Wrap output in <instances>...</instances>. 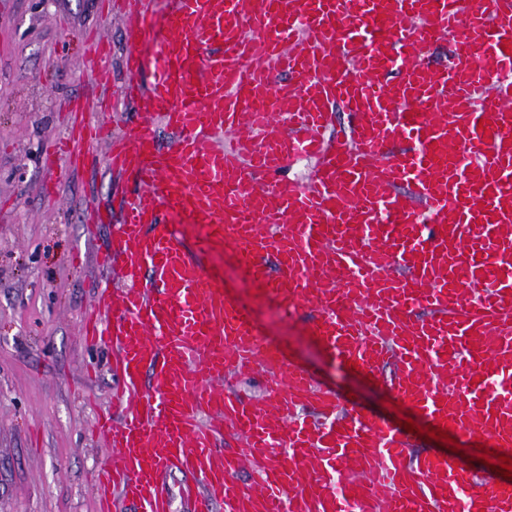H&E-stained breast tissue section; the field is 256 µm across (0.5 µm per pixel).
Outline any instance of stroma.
<instances>
[{
  "mask_svg": "<svg viewBox=\"0 0 512 512\" xmlns=\"http://www.w3.org/2000/svg\"><path fill=\"white\" fill-rule=\"evenodd\" d=\"M0 0V512H93L90 475L111 453L91 439L95 410L112 408L108 347L85 348L82 312L105 281L94 256L115 235L116 223L99 225L95 241L83 233L99 202H120L138 192L132 176L110 172L104 152L85 168L60 165L48 174L41 158L68 128L67 106L116 95L125 48L122 0ZM95 34L112 44L107 64L91 61L84 42ZM55 178L57 192L41 187ZM220 275L230 299L248 309L265 340L279 345L315 381L348 407L390 426L412 421L406 454L444 452L484 474L501 466L488 441L434 438V425L403 403L387 363L367 374L332 359L311 334V308L286 313L239 267L232 246L199 257ZM97 363V377L84 374Z\"/></svg>",
  "mask_w": 512,
  "mask_h": 512,
  "instance_id": "stroma-1",
  "label": "stroma"
}]
</instances>
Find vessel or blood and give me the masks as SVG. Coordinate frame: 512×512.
Masks as SVG:
<instances>
[{
    "mask_svg": "<svg viewBox=\"0 0 512 512\" xmlns=\"http://www.w3.org/2000/svg\"><path fill=\"white\" fill-rule=\"evenodd\" d=\"M130 4L119 97L139 123L116 136L73 101L44 156L75 170L105 144L144 192L96 255L120 257L125 290L98 289L82 324L86 346H112L113 401L131 403L94 423L115 450L96 512H512L511 480L445 454L404 466L399 430L338 416L164 219L232 244L284 310L314 307L332 356L369 373L392 356L397 396L438 429L511 453L512 0H167L158 42L145 0ZM338 108L354 122L342 143ZM302 157L309 179L284 178ZM252 371L260 398L225 390ZM228 429L244 451L221 449Z\"/></svg>",
    "mask_w": 512,
    "mask_h": 512,
    "instance_id": "b4317fda",
    "label": "vessel or blood"
}]
</instances>
